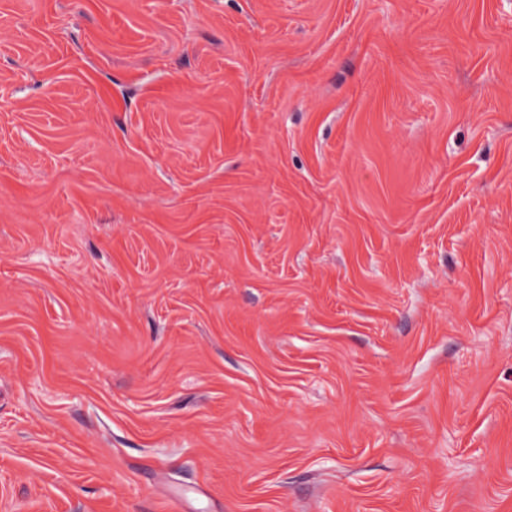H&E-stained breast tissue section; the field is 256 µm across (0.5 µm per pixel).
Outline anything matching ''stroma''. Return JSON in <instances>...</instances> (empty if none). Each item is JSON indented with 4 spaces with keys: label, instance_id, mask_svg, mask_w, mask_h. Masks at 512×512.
<instances>
[{
    "label": "stroma",
    "instance_id": "35a3bbf8",
    "mask_svg": "<svg viewBox=\"0 0 512 512\" xmlns=\"http://www.w3.org/2000/svg\"><path fill=\"white\" fill-rule=\"evenodd\" d=\"M512 512V0H0V512Z\"/></svg>",
    "mask_w": 512,
    "mask_h": 512
}]
</instances>
